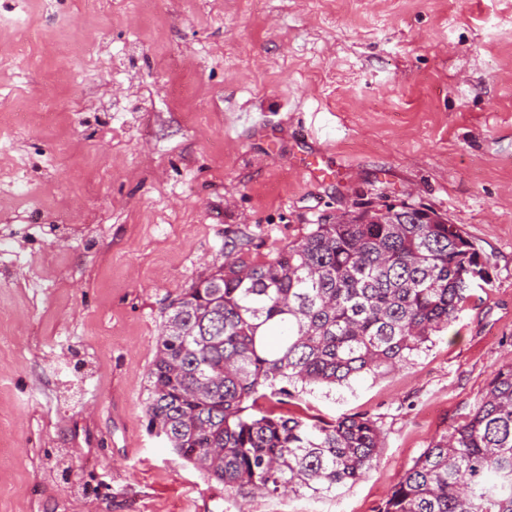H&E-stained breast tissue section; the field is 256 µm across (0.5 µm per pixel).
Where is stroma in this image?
Listing matches in <instances>:
<instances>
[{
    "mask_svg": "<svg viewBox=\"0 0 512 512\" xmlns=\"http://www.w3.org/2000/svg\"><path fill=\"white\" fill-rule=\"evenodd\" d=\"M2 112L0 512H378L512 361V0H0ZM401 202L491 282L405 365L289 398L377 422L363 478L244 497L149 432L165 311L225 240L262 262Z\"/></svg>",
    "mask_w": 512,
    "mask_h": 512,
    "instance_id": "35a3bbf8",
    "label": "stroma"
}]
</instances>
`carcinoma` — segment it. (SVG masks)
I'll list each match as a JSON object with an SVG mask.
<instances>
[{
    "mask_svg": "<svg viewBox=\"0 0 512 512\" xmlns=\"http://www.w3.org/2000/svg\"><path fill=\"white\" fill-rule=\"evenodd\" d=\"M400 203L316 224L263 262L224 243V265L182 290L149 372L146 415L171 448L227 490L324 495L377 461L363 416L261 409L310 386L395 367L448 329L489 259L455 224H418ZM378 512H512V363L473 412L435 438Z\"/></svg>",
    "mask_w": 512,
    "mask_h": 512,
    "instance_id": "carcinoma-1",
    "label": "carcinoma"
}]
</instances>
